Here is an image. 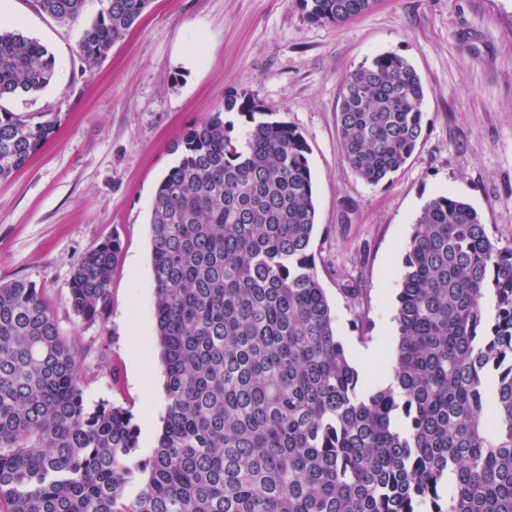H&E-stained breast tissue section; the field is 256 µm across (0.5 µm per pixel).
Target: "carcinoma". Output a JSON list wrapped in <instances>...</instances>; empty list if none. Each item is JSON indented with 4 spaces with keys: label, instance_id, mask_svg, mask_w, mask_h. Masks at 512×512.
<instances>
[{
    "label": "carcinoma",
    "instance_id": "1",
    "mask_svg": "<svg viewBox=\"0 0 512 512\" xmlns=\"http://www.w3.org/2000/svg\"><path fill=\"white\" fill-rule=\"evenodd\" d=\"M79 54L95 67L151 0H106ZM342 24L376 0H295ZM84 0H36L62 24ZM55 59L0 28V101L47 87ZM425 90L395 53L347 73L339 137L377 185L423 132ZM247 118L243 135L223 113ZM243 91L171 147L150 218L167 399L151 453L132 416L86 404L79 337L25 280L0 284V512H512V241L442 193L404 245L393 382L369 389L336 340L311 252L308 146ZM0 106V179L53 136ZM116 239L74 267L67 304L106 320ZM495 417L485 421L486 411Z\"/></svg>",
    "mask_w": 512,
    "mask_h": 512
}]
</instances>
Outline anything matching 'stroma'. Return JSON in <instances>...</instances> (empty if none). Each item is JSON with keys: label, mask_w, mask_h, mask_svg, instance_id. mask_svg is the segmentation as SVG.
I'll return each instance as SVG.
<instances>
[{"label": "stroma", "mask_w": 512, "mask_h": 512, "mask_svg": "<svg viewBox=\"0 0 512 512\" xmlns=\"http://www.w3.org/2000/svg\"><path fill=\"white\" fill-rule=\"evenodd\" d=\"M105 0H85L62 26L34 0H0L16 26L53 54L43 91L6 101L47 114L56 132L26 167L0 180V284L31 282L66 332L81 336L93 373L85 399L127 409L142 452L165 412L164 364L153 318L150 214L191 124L247 91L276 107L310 152L316 270L347 354L396 347L404 243L426 202L448 192L470 203L496 237L512 239V0H378L339 25L304 19L295 0H152L107 58L87 68L83 25ZM405 57L425 88L423 133L406 165L370 185L347 168L337 135L342 80L382 53ZM118 237L105 322L87 325L66 298L72 271L96 243ZM366 321H359V314ZM142 339L158 380L137 382L128 348Z\"/></svg>", "instance_id": "35a3bbf8"}]
</instances>
